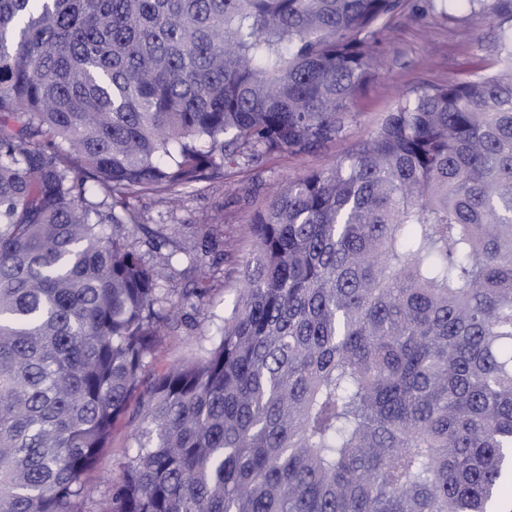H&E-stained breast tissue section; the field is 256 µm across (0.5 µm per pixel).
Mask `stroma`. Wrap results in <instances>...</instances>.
Segmentation results:
<instances>
[{
	"label": "stroma",
	"mask_w": 512,
	"mask_h": 512,
	"mask_svg": "<svg viewBox=\"0 0 512 512\" xmlns=\"http://www.w3.org/2000/svg\"><path fill=\"white\" fill-rule=\"evenodd\" d=\"M495 33L494 19H474L467 5H455L443 14L428 0H408L382 29L383 61L355 98L335 140L306 153H273L257 167L229 169L224 179L186 189L173 206L150 195L135 199L144 224L163 228L182 247L158 288L161 295L182 303L185 321L158 339L149 364L170 365L198 357L218 342L224 312L241 286V269L257 256L249 226L273 186L344 156L380 125L398 97L424 84H444L483 72L493 62L489 45ZM196 251L203 261L193 267L186 255ZM199 288L204 291L200 297L195 294ZM137 425L135 413L130 412L114 429L99 468L89 475L94 494L85 502V512H103L113 485L122 477Z\"/></svg>",
	"instance_id": "obj_1"
}]
</instances>
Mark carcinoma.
Wrapping results in <instances>:
<instances>
[{
    "mask_svg": "<svg viewBox=\"0 0 512 512\" xmlns=\"http://www.w3.org/2000/svg\"><path fill=\"white\" fill-rule=\"evenodd\" d=\"M270 194L221 338L150 373L163 201L335 139L406 0H0V512H501L512 501V0ZM138 426L135 407L132 404L125 419L112 432L110 448H106L98 469L91 472L89 482L94 487L93 497L86 501L83 509L87 512H103L105 503L112 495V487L122 477L127 447L133 429Z\"/></svg>",
    "mask_w": 512,
    "mask_h": 512,
    "instance_id": "obj_1",
    "label": "carcinoma"
}]
</instances>
